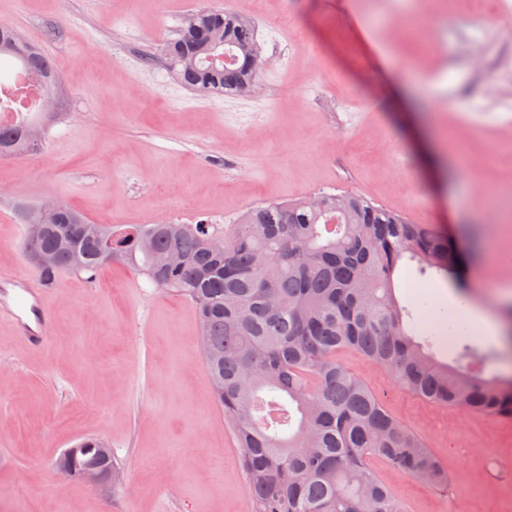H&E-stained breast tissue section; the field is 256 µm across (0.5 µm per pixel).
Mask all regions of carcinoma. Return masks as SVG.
Here are the masks:
<instances>
[{"mask_svg": "<svg viewBox=\"0 0 512 512\" xmlns=\"http://www.w3.org/2000/svg\"><path fill=\"white\" fill-rule=\"evenodd\" d=\"M186 89L237 95L257 80L255 28L212 7L164 48ZM0 59L59 76L21 34L0 29ZM40 148L23 126L0 127V158ZM112 237V255L102 243ZM21 252L46 283L63 271L87 275L127 265L152 286L183 296L201 329L206 371L231 425L252 512H404L368 467L376 457L433 487L448 474L427 444L393 416L340 358L353 349L417 397L512 419V377L485 378L489 352L469 343L462 315L402 303L395 274L459 281L463 260L431 224H416L353 192L247 208L222 224H91L66 203ZM80 266H74V259ZM457 337L448 357L441 336ZM77 469L112 465L97 438L80 442Z\"/></svg>", "mask_w": 512, "mask_h": 512, "instance_id": "cac0c4a2", "label": "carcinoma"}]
</instances>
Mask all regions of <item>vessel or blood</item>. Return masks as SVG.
<instances>
[{
	"mask_svg": "<svg viewBox=\"0 0 512 512\" xmlns=\"http://www.w3.org/2000/svg\"><path fill=\"white\" fill-rule=\"evenodd\" d=\"M50 293V286H33L31 278L25 274L0 278V316L7 317L15 336L26 346H41L50 337Z\"/></svg>",
	"mask_w": 512,
	"mask_h": 512,
	"instance_id": "1",
	"label": "vessel or blood"
}]
</instances>
